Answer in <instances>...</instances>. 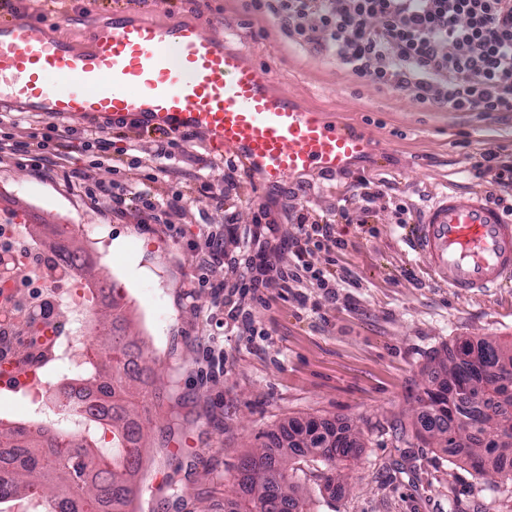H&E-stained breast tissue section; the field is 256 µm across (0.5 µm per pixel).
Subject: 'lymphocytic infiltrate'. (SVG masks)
Instances as JSON below:
<instances>
[{"mask_svg": "<svg viewBox=\"0 0 512 512\" xmlns=\"http://www.w3.org/2000/svg\"><path fill=\"white\" fill-rule=\"evenodd\" d=\"M289 39L334 54L357 77L414 102L451 111L512 112V0H264ZM288 247L296 262L280 266L260 251L233 293H258L310 282L335 296L312 249H339L334 225L292 211Z\"/></svg>", "mask_w": 512, "mask_h": 512, "instance_id": "lymphocytic-infiltrate-1", "label": "lymphocytic infiltrate"}]
</instances>
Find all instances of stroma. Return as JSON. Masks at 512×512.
<instances>
[{
    "label": "stroma",
    "instance_id": "35a3bbf8",
    "mask_svg": "<svg viewBox=\"0 0 512 512\" xmlns=\"http://www.w3.org/2000/svg\"><path fill=\"white\" fill-rule=\"evenodd\" d=\"M16 14L43 21L76 46L129 18L199 24L244 51L299 106L371 142L362 161L334 176L313 170L264 187L242 172L226 186V155L201 132L187 145L192 160L168 162L163 171L134 166L163 137L132 121L97 130L116 146L99 164L84 149L94 127L83 120L70 121L48 175L0 162V206L31 210L40 234L68 224L81 246L78 226L99 229L92 273L118 285L127 332L151 369L149 382L131 383L127 395L143 425L136 512H224L244 456L259 452L268 433L311 419L344 426L362 450L350 468L330 471L329 484L322 464L291 460L308 512H512V480L480 477L412 430L436 351L459 338L512 341V289L471 298L433 283L394 218L395 205L416 215L452 187L489 190L480 155L491 147L512 164V112L439 111L380 90L327 53L289 43L280 22L254 0H0V16ZM53 123L0 102V135L24 140ZM361 178L382 184L383 197L368 211L354 207L349 219L338 218L341 199ZM112 180L143 181L163 202L182 194L183 213L168 224L141 223L134 211L117 217L109 198L88 193ZM293 202L334 222L344 248L313 251L309 260L347 270L348 283L334 299L311 288L302 304L271 288L263 299L237 295L224 304L217 285L238 280L259 249L247 236L260 204L284 230ZM203 224L241 237L236 266L201 267L190 243ZM233 307L240 310L234 320ZM213 350L224 353L223 373L208 367Z\"/></svg>",
    "mask_w": 512,
    "mask_h": 512
}]
</instances>
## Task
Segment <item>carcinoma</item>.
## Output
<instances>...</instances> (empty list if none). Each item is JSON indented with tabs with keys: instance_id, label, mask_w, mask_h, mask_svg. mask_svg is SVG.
<instances>
[{
	"instance_id": "cac0c4a2",
	"label": "carcinoma",
	"mask_w": 512,
	"mask_h": 512,
	"mask_svg": "<svg viewBox=\"0 0 512 512\" xmlns=\"http://www.w3.org/2000/svg\"><path fill=\"white\" fill-rule=\"evenodd\" d=\"M80 249L65 244L58 255L83 271ZM432 360L430 384L417 397L421 411L415 421L416 438L457 458L479 475L512 472V346L493 339H458ZM108 399L118 400L110 413H89L90 421L112 434V453L105 457L93 438L67 439L61 434L33 433L24 428L0 427V439L14 440L12 458L20 465L0 469V504L38 500L50 512H74L71 504L106 502L110 512H126L134 497L127 475L140 464L141 427L123 403L122 377L95 379ZM311 435L283 440L269 436L267 449L243 459L237 484L240 494L228 512H304L295 495L286 459L320 458L326 465L349 461L361 444L346 431L310 428Z\"/></svg>"
}]
</instances>
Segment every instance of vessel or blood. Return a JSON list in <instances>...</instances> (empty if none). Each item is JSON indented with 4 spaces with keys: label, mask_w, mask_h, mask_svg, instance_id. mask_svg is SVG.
I'll return each mask as SVG.
<instances>
[{
    "label": "vessel or blood",
    "mask_w": 512,
    "mask_h": 512,
    "mask_svg": "<svg viewBox=\"0 0 512 512\" xmlns=\"http://www.w3.org/2000/svg\"><path fill=\"white\" fill-rule=\"evenodd\" d=\"M91 42L78 51L34 20L0 24V97L61 120L201 131L269 186L310 170L336 174L369 151L365 135L294 105L266 72L199 26L127 20ZM106 76L112 87L103 91ZM405 240L432 281L456 294L512 284V215L481 193H444Z\"/></svg>",
    "instance_id": "b4317fda"
}]
</instances>
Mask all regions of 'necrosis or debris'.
I'll return each mask as SVG.
<instances>
[{"label":"necrosis or debris","instance_id":"4bbe7bcc","mask_svg":"<svg viewBox=\"0 0 512 512\" xmlns=\"http://www.w3.org/2000/svg\"><path fill=\"white\" fill-rule=\"evenodd\" d=\"M111 284L87 282L62 262L31 225L0 224V421L83 433L89 410L111 401L74 387L92 376L89 347Z\"/></svg>","mask_w":512,"mask_h":512}]
</instances>
